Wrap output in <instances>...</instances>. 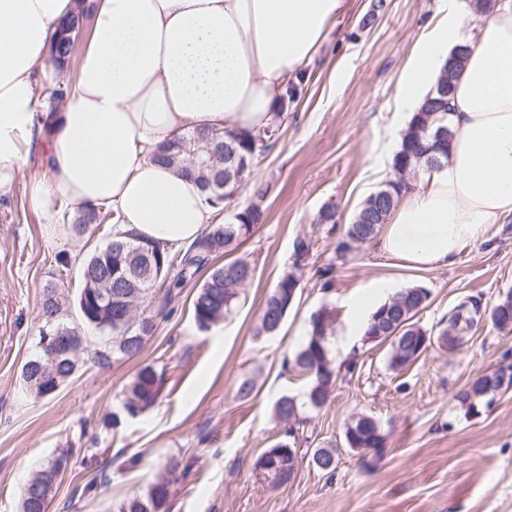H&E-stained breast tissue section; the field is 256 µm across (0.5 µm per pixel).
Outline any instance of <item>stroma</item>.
<instances>
[{
    "instance_id": "1",
    "label": "stroma",
    "mask_w": 512,
    "mask_h": 512,
    "mask_svg": "<svg viewBox=\"0 0 512 512\" xmlns=\"http://www.w3.org/2000/svg\"><path fill=\"white\" fill-rule=\"evenodd\" d=\"M447 9L448 0H354L306 65L273 146L239 191L235 207L251 203L252 184L267 193L260 224L236 251L256 270L232 313L217 328L198 330L191 302L199 276L174 306L164 307L162 293H154L147 305L163 316L141 354L106 368L84 360L49 398L34 397L20 378L36 351L42 286L60 272L77 291L81 259L104 245L112 227L78 241L64 225L43 223L27 193L40 171L33 162L21 170L0 197V512H20L24 484L60 457L67 467L48 512H118L170 468V512H512V389L473 418L452 399L476 374L512 360V333L479 327L460 350L431 346L398 372L389 369L384 345L363 337L351 350L339 345L353 318L349 298L380 279L399 290H429L417 315L426 327L463 298L492 304L512 290V223L490 227L486 241L444 269L385 265L371 242L347 259L334 257L358 205L394 177V134L407 124L398 82L417 42ZM326 208L335 223H317ZM301 239L312 250L297 301L277 335H256L261 309ZM61 254L72 258L64 272L56 263ZM331 260L335 286L326 290L318 270ZM324 306L336 314L329 337L336 381L328 404L301 409L296 479L276 489L257 476L254 462L284 437L275 401L305 393V378L284 360ZM147 364L165 372L161 401L112 432L105 418ZM245 377L255 390L242 398L237 387ZM355 413L373 417L386 436L381 457L366 464L340 445ZM335 444L340 451L329 474L312 453Z\"/></svg>"
}]
</instances>
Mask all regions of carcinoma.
<instances>
[{
	"label": "carcinoma",
	"mask_w": 512,
	"mask_h": 512,
	"mask_svg": "<svg viewBox=\"0 0 512 512\" xmlns=\"http://www.w3.org/2000/svg\"><path fill=\"white\" fill-rule=\"evenodd\" d=\"M87 13H77L60 22L49 36L48 61L62 78L50 89L52 101L59 105L68 96L71 81L77 67L75 50L86 36L84 18ZM453 87L445 93L434 87L422 105L414 112L402 133L398 151L392 159L395 173H405L417 178L440 164V158L448 154V98ZM281 112L273 114L268 125L258 129H212L196 131L175 138L163 146L154 160L181 171L197 175L204 190H210V180L224 169L226 153L233 151L244 178H249L254 164L265 155L274 142L279 129ZM205 161L200 167L191 159ZM410 183L398 178L390 180L378 191L367 196L355 210L344 234L336 244V254L346 257L358 251L363 244L373 240L388 216L398 204ZM266 189L252 187L254 202L238 209L231 221L208 225L201 237L185 249L175 253L159 245L142 240L133 230L111 236L107 244L88 255L80 268V288L70 297L59 285V280H48L42 289L38 310L41 326H46L44 316L54 317V326L62 331L68 341L77 347H92L94 362L102 367L116 360L138 357L156 330V317L142 309L150 294L157 288L165 289V305H170L179 295L186 280L207 270L206 278L192 300V313L200 330H208L224 320L236 305L240 291L254 278L255 266L245 258L221 260L240 245L260 223L262 211L259 202ZM110 219L104 208L78 210L69 233L80 240L92 229ZM311 244L304 239L296 242L293 269L284 271L262 308L257 334L272 335L281 327L288 312L294 306L300 288L297 272L307 259ZM178 268L173 279H168L172 268ZM112 290V300H101L102 290ZM429 298V291L421 286L405 288L382 304L370 317L365 330L366 338L388 349V367L394 371L411 366L418 358L422 343L436 344L440 348L457 350L462 341L455 331L453 316L446 317L430 328L416 320L419 311ZM486 320L500 331H512V292L488 306L477 300ZM336 321L334 312L321 308L313 313L308 322V332L299 351L284 361L305 377V400L283 395L274 405L276 418L286 425L284 439L265 449L256 459L254 469H262L264 479L272 486L291 483L295 470L283 465L287 456L282 451L290 448V433L296 431L300 421V409L324 407L330 400L336 379V368L330 357L328 336ZM98 333L99 341L89 345L87 330ZM38 363L28 377L27 390L37 398L55 394L78 371L77 361L67 357L57 359L44 349L31 357ZM509 379H504V371ZM164 372L154 365H144L125 386L122 392L121 410L105 420V426L119 429L129 418H136L154 407L163 391ZM512 388V364H500L469 381L453 395L456 406L468 417L481 415L495 402L496 396ZM344 447L355 451L375 450L386 447V437L371 416L355 414L345 423ZM315 464L328 473L336 469V449L320 448L314 454ZM59 472L47 466L36 473L22 488V512H44V504L52 492ZM168 477L163 476L151 485L147 495H133L121 505L120 512H169Z\"/></svg>",
	"instance_id": "cac0c4a2"
}]
</instances>
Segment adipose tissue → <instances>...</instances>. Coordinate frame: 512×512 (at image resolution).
I'll list each match as a JSON object with an SVG mask.
<instances>
[{
    "instance_id": "obj_1",
    "label": "adipose tissue",
    "mask_w": 512,
    "mask_h": 512,
    "mask_svg": "<svg viewBox=\"0 0 512 512\" xmlns=\"http://www.w3.org/2000/svg\"><path fill=\"white\" fill-rule=\"evenodd\" d=\"M80 3L89 32L53 112L47 41ZM448 4L401 76L404 109L417 110L457 46L471 52L454 80L448 155L403 195L377 240L392 266L451 267L512 220V0H486L470 34L461 0ZM350 9L351 0H0V194L34 153L44 174L30 198L44 223L103 207L115 231L170 250L193 243L213 209L153 152L196 130L267 125L290 76Z\"/></svg>"
}]
</instances>
